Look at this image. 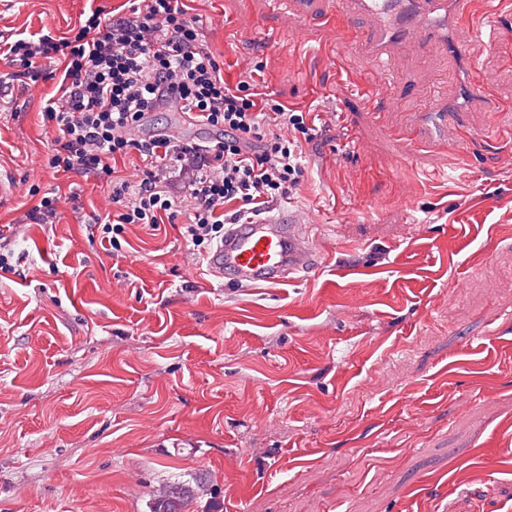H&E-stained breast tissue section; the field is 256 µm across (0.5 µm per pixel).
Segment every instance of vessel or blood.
Instances as JSON below:
<instances>
[{"instance_id":"1","label":"vessel or blood","mask_w":512,"mask_h":512,"mask_svg":"<svg viewBox=\"0 0 512 512\" xmlns=\"http://www.w3.org/2000/svg\"><path fill=\"white\" fill-rule=\"evenodd\" d=\"M352 13L362 25L354 38L358 52L376 61L367 82L379 86L400 54L445 52L453 65L464 58L462 30L467 22L494 27L501 10L499 0H486L481 15H474V0H351ZM473 70L458 78L460 103H439L418 113L413 133L428 144L462 154L471 129L475 106L491 112L495 99L474 90ZM315 221L296 209L265 218L236 219L225 225L224 240L206 257L208 273L251 286H277L324 265L315 245Z\"/></svg>"}]
</instances>
